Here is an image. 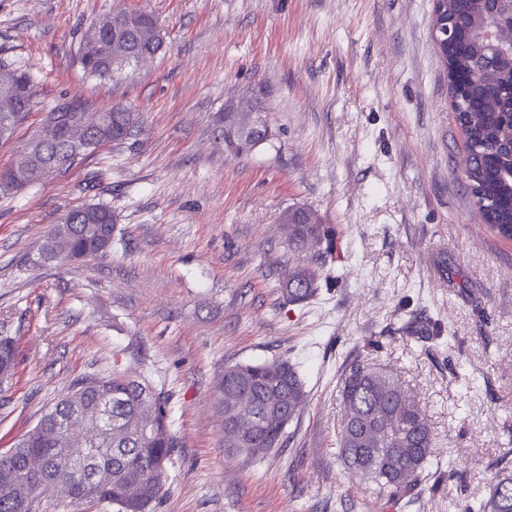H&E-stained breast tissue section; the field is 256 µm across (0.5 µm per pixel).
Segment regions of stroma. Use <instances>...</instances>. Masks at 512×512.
I'll list each match as a JSON object with an SVG mask.
<instances>
[{
    "mask_svg": "<svg viewBox=\"0 0 512 512\" xmlns=\"http://www.w3.org/2000/svg\"><path fill=\"white\" fill-rule=\"evenodd\" d=\"M157 20L142 66L88 77L91 23L114 9ZM434 0H0V66L29 72L34 106L0 141V170L75 99L139 112L126 140L68 171L0 191V336L19 366L0 393V452L72 382L120 371L168 399L176 448L156 512H403L339 458L342 366L380 364L415 392L438 446L436 485L410 512H455L442 474L487 499L512 449V241L485 223L465 176L433 27ZM264 89L270 141L234 158L216 137L226 101ZM103 203L112 244L48 263V230ZM336 229L320 290L279 288L313 250L289 246L283 210ZM427 315L450 335L408 333ZM288 356L309 397L286 447L224 452V367Z\"/></svg>",
    "mask_w": 512,
    "mask_h": 512,
    "instance_id": "1",
    "label": "stroma"
}]
</instances>
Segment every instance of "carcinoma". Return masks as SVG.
<instances>
[{
  "label": "carcinoma",
  "mask_w": 512,
  "mask_h": 512,
  "mask_svg": "<svg viewBox=\"0 0 512 512\" xmlns=\"http://www.w3.org/2000/svg\"><path fill=\"white\" fill-rule=\"evenodd\" d=\"M436 16L454 12L459 17L457 44L443 49L442 59L455 56L461 69L479 72L476 85L469 91L468 111L456 114L465 135L468 151L467 178L482 215L490 216V227L512 239V188L505 174L512 171V67L507 57L509 44L486 40L485 27L492 20H509L512 4H499L498 17L489 14L485 0H437ZM130 27L106 28L98 32L99 54L92 56L80 44L78 62L89 77H98L108 67L116 71L136 55L155 56L162 47L160 36L141 40L143 31H156L154 17L146 12L132 13ZM7 86L11 97L0 93V141L13 137L25 122L33 105L35 84L25 70L0 67V88ZM111 120L93 148L128 138L137 127V114L121 106L107 109ZM70 116L89 128L97 129L98 113L85 110L76 101L54 105L46 115L50 120ZM63 144L51 143L39 148L26 140L0 180V188L19 191L23 186L8 181L13 173L34 174L43 163H54ZM280 221L288 226V242L296 248H316L332 252L334 232L320 223L310 210H286ZM115 217L101 204H81L70 208L61 223L47 234L42 258L47 261L76 262L106 249L112 237ZM318 273L302 266L281 288L290 303H304L316 295ZM440 338L441 324L430 319L410 322L409 330ZM17 359L13 341L0 338V389L13 379ZM224 393V448L233 455L251 459L264 456L287 441V426L298 418L308 393L300 374L288 358L267 363H245L224 367L220 381ZM155 391L145 379H132L114 373L110 376L83 378L72 383L37 423L6 451L8 461L0 458V468L10 472L11 484L5 485L0 471V512H38L40 495L57 481L75 486L70 504L108 503L119 512H153L164 495V486L143 483L146 473L167 469L176 440L169 423L168 400L152 410L145 398ZM343 406L340 454L350 471L388 488L399 500L410 504L421 493L422 474L430 464L436 434L417 395L388 371L364 359L351 361L343 369L339 385ZM79 405L95 437L75 438L69 434L66 420L71 408ZM93 448L92 457L77 452ZM40 456L39 471L27 467V458ZM89 460L102 473V479L84 487L82 470ZM508 456L500 461L499 474L489 498L479 504L469 500L464 486L455 498L457 512H512V472ZM134 483L143 487L137 498L128 495Z\"/></svg>",
  "instance_id": "obj_1"
}]
</instances>
